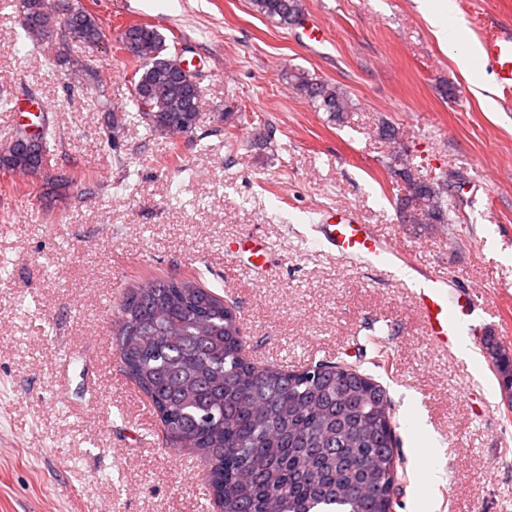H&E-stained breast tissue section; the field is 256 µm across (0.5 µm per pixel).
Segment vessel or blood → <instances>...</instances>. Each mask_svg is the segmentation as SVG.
Masks as SVG:
<instances>
[{
	"instance_id": "obj_1",
	"label": "vessel or blood",
	"mask_w": 512,
	"mask_h": 512,
	"mask_svg": "<svg viewBox=\"0 0 512 512\" xmlns=\"http://www.w3.org/2000/svg\"><path fill=\"white\" fill-rule=\"evenodd\" d=\"M483 59L491 65L497 85L512 91V28L495 31L481 41ZM323 242L337 256L369 263L396 258L395 249L378 238L371 227L359 223L352 208L330 209L316 226ZM427 338L435 347L449 351L456 345V324L475 309L472 296L457 287L452 278L420 279L415 293Z\"/></svg>"
}]
</instances>
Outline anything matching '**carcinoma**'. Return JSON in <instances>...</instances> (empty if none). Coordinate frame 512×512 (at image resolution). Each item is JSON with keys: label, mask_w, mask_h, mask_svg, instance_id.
<instances>
[{"label": "carcinoma", "mask_w": 512, "mask_h": 512, "mask_svg": "<svg viewBox=\"0 0 512 512\" xmlns=\"http://www.w3.org/2000/svg\"><path fill=\"white\" fill-rule=\"evenodd\" d=\"M251 4L281 25L300 14V0ZM19 7L30 39L52 38L54 30L40 17L50 0H19ZM72 12L74 40L96 45L98 20L80 8ZM127 42L135 117L155 135L193 133L202 100L196 74L168 66L165 39L152 25L128 26L121 34V43ZM288 78L332 121L353 109L337 85L303 70ZM85 89L98 111L112 112L99 70L90 72ZM37 127L38 150L0 153L1 170L48 175L55 135L42 122ZM386 167L408 190L403 205L420 211L421 219L410 223H448L440 184L411 167L402 149L391 153ZM112 343L159 418L165 443L204 458L221 512H392L404 478L393 406L386 390L358 368L322 360L312 371H288L245 361L239 318L194 275L128 289L114 314ZM482 345L512 410V354L492 336Z\"/></svg>", "instance_id": "1"}]
</instances>
